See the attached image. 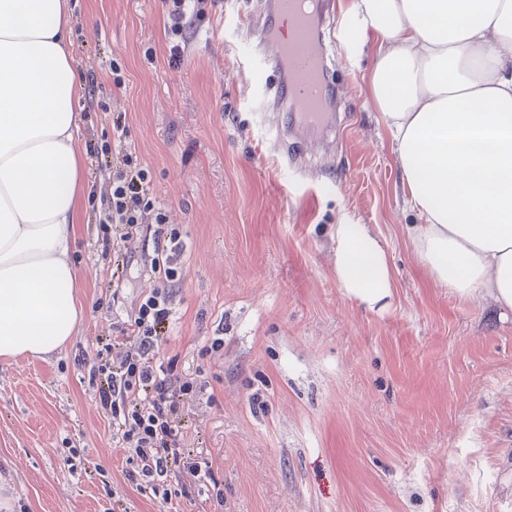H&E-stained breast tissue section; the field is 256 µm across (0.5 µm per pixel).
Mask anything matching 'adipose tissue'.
I'll return each instance as SVG.
<instances>
[{
    "mask_svg": "<svg viewBox=\"0 0 512 512\" xmlns=\"http://www.w3.org/2000/svg\"><path fill=\"white\" fill-rule=\"evenodd\" d=\"M348 58L368 46V95L391 135L408 233L434 282L512 311V0H349ZM66 0H0V359H44L79 324L71 259L84 163ZM332 237L343 294L391 303L395 276L369 225Z\"/></svg>",
    "mask_w": 512,
    "mask_h": 512,
    "instance_id": "obj_1",
    "label": "adipose tissue"
}]
</instances>
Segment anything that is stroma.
I'll list each match as a JSON object with an SVG mask.
<instances>
[{"mask_svg": "<svg viewBox=\"0 0 512 512\" xmlns=\"http://www.w3.org/2000/svg\"><path fill=\"white\" fill-rule=\"evenodd\" d=\"M70 9L84 114L82 319L51 358L0 361L12 512H512V314L459 300L418 263L407 236L418 218L368 100L373 51L353 65L345 43L326 41L335 149L303 137L284 162L279 77L249 66L258 0H198L183 36L172 0ZM118 153L144 172L146 199L185 247L155 359L203 385L182 432L186 454L209 459L217 479L172 471L165 503L128 479L129 452L90 378L160 283L152 230L112 251ZM346 213L371 225L394 264L383 313L336 282L331 234Z\"/></svg>", "mask_w": 512, "mask_h": 512, "instance_id": "1", "label": "stroma"}]
</instances>
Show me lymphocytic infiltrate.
<instances>
[{
	"mask_svg": "<svg viewBox=\"0 0 512 512\" xmlns=\"http://www.w3.org/2000/svg\"><path fill=\"white\" fill-rule=\"evenodd\" d=\"M140 176L118 175L112 184L111 221L123 225V241L133 240L141 220L151 208L139 191ZM172 293L162 284L144 298L137 315L112 343L117 365L102 364L98 374L105 383L98 392L102 408L110 410L112 423L131 451L134 471L128 478L140 490L168 500L171 466L180 464L200 480H212V464L183 455L184 435L179 427L182 404L198 396L196 382L184 379L169 364L155 362L154 351L161 325L171 316Z\"/></svg>",
	"mask_w": 512,
	"mask_h": 512,
	"instance_id": "lymphocytic-infiltrate-1",
	"label": "lymphocytic infiltrate"
}]
</instances>
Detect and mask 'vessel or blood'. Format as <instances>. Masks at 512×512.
Here are the masks:
<instances>
[{
    "instance_id": "obj_1",
    "label": "vessel or blood",
    "mask_w": 512,
    "mask_h": 512,
    "mask_svg": "<svg viewBox=\"0 0 512 512\" xmlns=\"http://www.w3.org/2000/svg\"><path fill=\"white\" fill-rule=\"evenodd\" d=\"M321 7L322 0H270L269 17L259 24L268 49L251 62L255 70H285L287 85L277 103L292 106L302 124L311 128L323 126L328 119V63L318 47Z\"/></svg>"
}]
</instances>
